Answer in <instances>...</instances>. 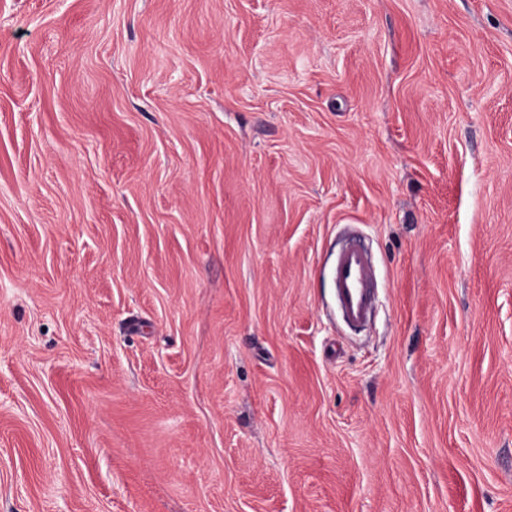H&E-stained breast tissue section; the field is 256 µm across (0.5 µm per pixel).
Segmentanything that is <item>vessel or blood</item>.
Returning <instances> with one entry per match:
<instances>
[{
  "label": "vessel or blood",
  "instance_id": "obj_1",
  "mask_svg": "<svg viewBox=\"0 0 512 512\" xmlns=\"http://www.w3.org/2000/svg\"><path fill=\"white\" fill-rule=\"evenodd\" d=\"M336 302L344 321L364 325L375 299L374 272L367 251L357 243L345 245L336 257Z\"/></svg>",
  "mask_w": 512,
  "mask_h": 512
}]
</instances>
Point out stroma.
Returning a JSON list of instances; mask_svg holds the SVG:
<instances>
[{"label":"stroma","mask_w":512,"mask_h":512,"mask_svg":"<svg viewBox=\"0 0 512 512\" xmlns=\"http://www.w3.org/2000/svg\"><path fill=\"white\" fill-rule=\"evenodd\" d=\"M0 512H512V0H0ZM336 302L350 327L364 325L375 299L374 272L367 251L357 243L345 245L336 257Z\"/></svg>","instance_id":"1"}]
</instances>
